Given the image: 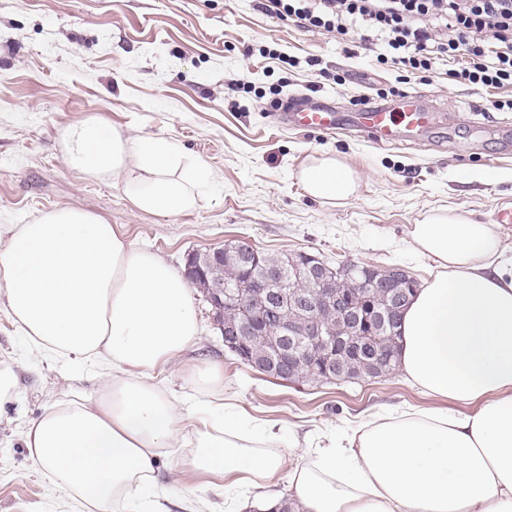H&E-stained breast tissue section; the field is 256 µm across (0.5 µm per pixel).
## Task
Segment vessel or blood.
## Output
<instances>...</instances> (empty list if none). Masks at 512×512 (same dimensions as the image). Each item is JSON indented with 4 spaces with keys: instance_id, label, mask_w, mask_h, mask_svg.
<instances>
[{
    "instance_id": "obj_1",
    "label": "vessel or blood",
    "mask_w": 512,
    "mask_h": 512,
    "mask_svg": "<svg viewBox=\"0 0 512 512\" xmlns=\"http://www.w3.org/2000/svg\"><path fill=\"white\" fill-rule=\"evenodd\" d=\"M350 120H343L328 100L301 97L291 102L277 120L303 130L331 132L342 123L361 132L376 145H394L399 139L422 132L432 120L420 95L408 93L390 103H358Z\"/></svg>"
}]
</instances>
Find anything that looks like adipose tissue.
<instances>
[{
  "label": "adipose tissue",
  "instance_id": "adipose-tissue-1",
  "mask_svg": "<svg viewBox=\"0 0 512 512\" xmlns=\"http://www.w3.org/2000/svg\"><path fill=\"white\" fill-rule=\"evenodd\" d=\"M63 142L72 169L123 179L148 214L197 209L214 179L179 144L127 138L95 116L69 126ZM297 179L325 201L359 187L334 156L310 158ZM409 248L438 271L402 315L399 370L435 405L376 414L299 455L271 423L252 431L217 409L221 364L185 367L190 398L156 382L200 331L181 272L87 211L57 208L14 225L0 244V306L16 331L44 359L112 369L95 399L51 406L28 424L31 459L56 492L94 512H138L154 490L176 496L156 478L162 448L220 477L228 498L287 473L300 512H512V254L493 225L454 210L413 225ZM450 400L479 408L462 415Z\"/></svg>",
  "mask_w": 512,
  "mask_h": 512
}]
</instances>
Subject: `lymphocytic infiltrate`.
Segmentation results:
<instances>
[{"instance_id": "lymphocytic-infiltrate-1", "label": "lymphocytic infiltrate", "mask_w": 512, "mask_h": 512, "mask_svg": "<svg viewBox=\"0 0 512 512\" xmlns=\"http://www.w3.org/2000/svg\"><path fill=\"white\" fill-rule=\"evenodd\" d=\"M270 16L310 31L355 36L377 60L426 73L434 56H465L451 78L512 88V0H263Z\"/></svg>"}]
</instances>
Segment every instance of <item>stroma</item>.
Instances as JSON below:
<instances>
[{
	"label": "stroma",
	"mask_w": 512,
	"mask_h": 512,
	"mask_svg": "<svg viewBox=\"0 0 512 512\" xmlns=\"http://www.w3.org/2000/svg\"><path fill=\"white\" fill-rule=\"evenodd\" d=\"M270 46L285 61L245 56ZM461 59L435 61L427 75L402 76L375 64L357 42L312 32L258 9L257 0H0V235L42 212L72 207L103 217L135 247L182 268L188 253L245 243L269 253L309 251L329 264L348 259L381 269L398 266L416 279L432 264L408 252L409 232L431 210L456 208L495 224L512 246V88H472L452 81ZM348 74L339 86L321 70ZM230 79L252 90L224 97ZM401 86L448 107L410 148L374 146L343 131L304 132L276 126L289 97L311 95L347 107L377 90ZM100 117L123 136L164 137L212 170L213 191L191 212H139L123 184L72 169L63 135L74 122ZM328 153L361 176L344 200L310 197L296 173ZM200 333L182 360L158 377L175 393L189 392L184 366L224 367L225 404L296 432L315 448L324 434L381 410L430 405L400 374L349 384L297 386L272 382L224 347L211 305L193 291ZM17 376L14 402L0 409V512H82L32 467L23 442L28 424L51 405L97 396L102 369L49 362L30 352L0 308V363ZM182 449H165L161 484L189 490L169 512H189L201 497L208 512H226L210 478L181 465Z\"/></svg>",
	"instance_id": "35a3bbf8"
}]
</instances>
